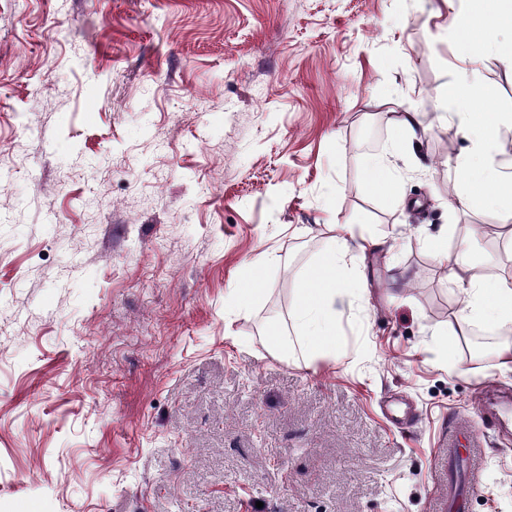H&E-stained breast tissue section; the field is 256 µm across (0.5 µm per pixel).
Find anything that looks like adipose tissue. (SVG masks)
<instances>
[{"instance_id": "obj_1", "label": "adipose tissue", "mask_w": 512, "mask_h": 512, "mask_svg": "<svg viewBox=\"0 0 512 512\" xmlns=\"http://www.w3.org/2000/svg\"><path fill=\"white\" fill-rule=\"evenodd\" d=\"M463 27L477 46H484L487 31L512 28V0H493L492 6L476 13ZM493 101V90L477 84L467 95L456 88L449 90L445 99L448 120L470 141L467 153L458 156L452 167L461 175L459 204L473 207L491 202L512 212V172L499 165L494 152L505 116L494 111ZM325 231L329 246L298 286L290 314L299 330L297 342H290L278 329L268 338L273 356L285 359L298 354L309 366L335 347L337 304L349 290L364 286L363 281L346 278L349 258L376 245L352 224H329ZM426 244L447 261L449 282L463 299L466 324L512 325V281L495 276L489 262L476 261L469 238H458L450 251L439 248L434 237L427 238Z\"/></svg>"}]
</instances>
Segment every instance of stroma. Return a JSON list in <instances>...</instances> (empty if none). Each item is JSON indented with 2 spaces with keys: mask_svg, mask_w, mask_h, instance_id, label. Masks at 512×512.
<instances>
[{
  "mask_svg": "<svg viewBox=\"0 0 512 512\" xmlns=\"http://www.w3.org/2000/svg\"><path fill=\"white\" fill-rule=\"evenodd\" d=\"M472 0H0V512H512V328L474 349L447 228L512 274L511 225L458 206L464 75L512 114V30ZM418 112L427 166L388 113ZM382 135L376 184L363 145ZM356 224L335 359L267 350ZM266 266H258L261 256ZM255 288L250 316L224 291ZM464 364L465 372L455 371ZM494 3L492 8L485 7L471 20L463 22V28L470 31L478 47L485 45V34L491 29L512 28V1L486 0Z\"/></svg>",
  "mask_w": 512,
  "mask_h": 512,
  "instance_id": "35a3bbf8",
  "label": "stroma"
}]
</instances>
